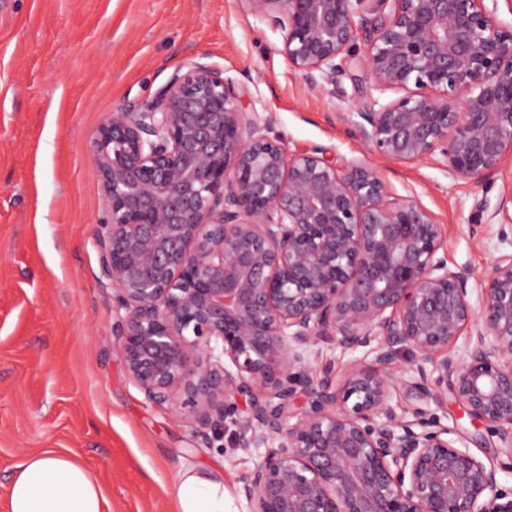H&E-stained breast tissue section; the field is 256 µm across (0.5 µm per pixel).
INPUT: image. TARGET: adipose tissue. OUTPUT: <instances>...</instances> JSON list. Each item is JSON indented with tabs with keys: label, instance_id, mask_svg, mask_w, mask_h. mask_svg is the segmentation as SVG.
<instances>
[{
	"label": "adipose tissue",
	"instance_id": "ef3b65f1",
	"mask_svg": "<svg viewBox=\"0 0 512 512\" xmlns=\"http://www.w3.org/2000/svg\"><path fill=\"white\" fill-rule=\"evenodd\" d=\"M223 477L186 470L175 486V512H228ZM103 490L82 464L62 455H29L14 467L10 512H104Z\"/></svg>",
	"mask_w": 512,
	"mask_h": 512
}]
</instances>
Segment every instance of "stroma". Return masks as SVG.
<instances>
[{"mask_svg":"<svg viewBox=\"0 0 512 512\" xmlns=\"http://www.w3.org/2000/svg\"><path fill=\"white\" fill-rule=\"evenodd\" d=\"M283 37L239 0H0V512L15 463L53 452L84 464L104 512H174L179 472H218L234 512H249L238 476L260 448L234 430L204 443L184 420L129 380L112 324V290L98 279L94 227L104 215L90 140L112 112L161 87L190 57L223 69L245 111L290 153L319 146L336 161L377 168L392 190L432 213L449 267L483 273L512 251V234L485 223L479 203L512 214V160L481 183L455 181L430 161L380 157L359 137L355 105L369 99L356 58L310 87L281 54ZM410 350L397 357L390 405L448 426L458 446L490 459L512 497V458L454 396L413 387Z\"/></svg>","mask_w":512,"mask_h":512,"instance_id":"1","label":"stroma"}]
</instances>
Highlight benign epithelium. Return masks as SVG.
Returning <instances> with one entry per match:
<instances>
[{"instance_id": "obj_1", "label": "benign epithelium", "mask_w": 512, "mask_h": 512, "mask_svg": "<svg viewBox=\"0 0 512 512\" xmlns=\"http://www.w3.org/2000/svg\"><path fill=\"white\" fill-rule=\"evenodd\" d=\"M492 2L240 0L283 32L281 53L312 86L362 41L370 90L405 91L358 110L364 142L473 183L512 156V27ZM90 151L106 201L99 275L128 377L201 440L229 420L235 447L266 448L237 479L250 512H512L493 463L420 412L391 415L388 370L413 348L415 387L453 392L512 458V252L473 302V273L437 256L444 236L426 209L370 165L289 153L199 59L111 113ZM338 346L372 359L312 378Z\"/></svg>"}]
</instances>
